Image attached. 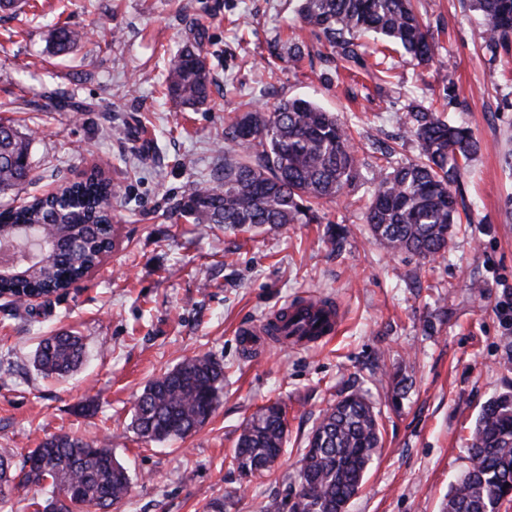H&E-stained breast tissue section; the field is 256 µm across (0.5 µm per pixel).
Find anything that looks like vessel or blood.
Here are the masks:
<instances>
[{
    "label": "vessel or blood",
    "instance_id": "obj_1",
    "mask_svg": "<svg viewBox=\"0 0 512 512\" xmlns=\"http://www.w3.org/2000/svg\"><path fill=\"white\" fill-rule=\"evenodd\" d=\"M290 324L279 335H272L269 323L243 331L245 349L254 356L261 355L270 340L290 349H300L323 343L339 331L342 319L338 310L326 302L310 297L303 307L288 306Z\"/></svg>",
    "mask_w": 512,
    "mask_h": 512
}]
</instances>
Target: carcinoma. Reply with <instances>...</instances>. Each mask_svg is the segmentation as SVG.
<instances>
[{"label":"carcinoma","mask_w":512,"mask_h":512,"mask_svg":"<svg viewBox=\"0 0 512 512\" xmlns=\"http://www.w3.org/2000/svg\"><path fill=\"white\" fill-rule=\"evenodd\" d=\"M296 13L329 53L320 56L346 68L363 59L361 39L376 36L402 50L405 61L428 65L438 57L428 29L412 0H296ZM489 34L486 50L512 51V0H470ZM78 34L66 26L52 33L63 52ZM272 54L297 61L305 47L276 41ZM168 95L183 105L208 104L212 80L202 45L186 48L171 60L165 78ZM417 159L389 166L377 182L366 219L373 236L395 252L421 259L446 253L460 219L453 187L479 150L471 130L448 122L440 112L415 106L409 112ZM224 139L238 147L224 156L218 183L190 189L181 204L196 221L230 230L269 225L313 224L312 201H333L357 174L348 127L316 103L289 98L272 111L248 110L231 117ZM30 139L0 119V192L31 182L14 161L29 154ZM117 191L98 165L69 188V196L32 198L0 211V239L15 236L18 224H45L59 239V252L40 263L23 265L0 278V294L9 297L47 288L75 287L101 261L112 244V198ZM84 358L80 337L58 332L36 349L37 370L63 376ZM224 388V367L208 357L185 358L149 382L133 418L137 434L148 441L183 438L212 415ZM285 411L266 406L246 422L231 456L241 474L271 471L283 453ZM379 412L365 394L351 392L327 409L313 428L298 471L299 500L292 512H346L361 490L368 468L381 448ZM470 456L477 460L454 484L443 512H499L503 487L512 488V393L491 399L470 436ZM48 485L63 494L41 504L42 512H101L119 505L130 493L127 468L106 446L80 437L53 435L28 451L20 469L0 455V504L8 502L11 481Z\"/></svg>","instance_id":"obj_1"}]
</instances>
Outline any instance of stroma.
<instances>
[{"label":"stroma","instance_id":"obj_1","mask_svg":"<svg viewBox=\"0 0 512 512\" xmlns=\"http://www.w3.org/2000/svg\"><path fill=\"white\" fill-rule=\"evenodd\" d=\"M438 46L429 65L366 51L385 82L349 78L334 63L273 60L274 39L305 46L294 0H26L0 11V117L32 134L34 183L0 193L23 203L109 162L121 192L118 236L78 287L16 305L0 297V452L21 456L48 436L111 445L132 487L117 512H265L297 486L299 461L323 412L359 391L375 405L382 448L348 512H442L471 465L467 438L493 397L512 392V53L490 55L469 0H416ZM82 38L54 53L50 31ZM202 34L212 86L197 110L163 94L167 63ZM275 78H268V68ZM304 97L350 130L358 174L316 224L229 231L183 217L180 200L224 167L230 112ZM468 125L480 144L461 179L465 208L450 252L393 253L365 219L383 151L415 158L411 105ZM314 296L337 307L328 343L267 347L252 358L241 329ZM81 336L82 366L47 378L33 365L40 337ZM224 367L219 406L182 439L145 442L132 427L146 384L182 358ZM406 378L401 395L393 375ZM280 403L285 450L276 469L240 477L230 464L246 420Z\"/></svg>","mask_w":512,"mask_h":512}]
</instances>
